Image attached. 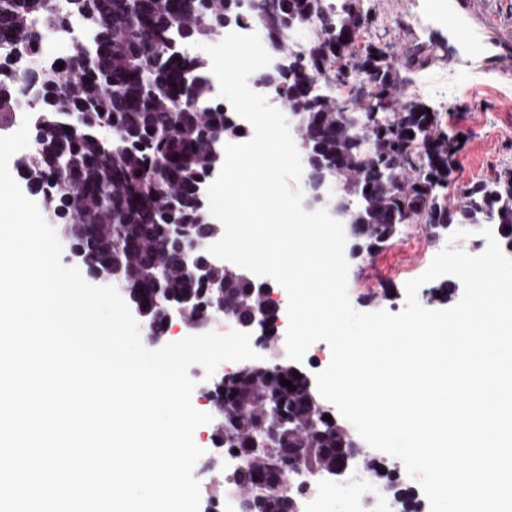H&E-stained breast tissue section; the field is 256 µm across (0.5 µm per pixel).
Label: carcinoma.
I'll list each match as a JSON object with an SVG mask.
<instances>
[{"label":"carcinoma","mask_w":512,"mask_h":512,"mask_svg":"<svg viewBox=\"0 0 512 512\" xmlns=\"http://www.w3.org/2000/svg\"><path fill=\"white\" fill-rule=\"evenodd\" d=\"M340 2L334 11L328 0H258L244 12L238 0H69L91 40L75 47L65 67H43L35 81L34 29L65 20L53 0H0V126L13 113L12 72H24L26 85L42 92L34 150L19 163L26 188L52 189L42 192L44 210L77 229L91 265L112 268L152 318L160 319L153 303L161 267L173 299L194 293L241 319L262 308L259 285L231 269L219 267L209 280L186 277L178 247L164 234L175 223L209 230L198 186L237 125L213 105L205 61L186 54L182 43L212 38L226 14L239 26L244 17L266 22L280 57L270 83L295 116L301 144L322 173L340 181L330 206L350 215L352 248L377 252L403 225L423 218L435 237L455 224H494L512 249V172L473 184L449 209L458 137L423 101L397 100L406 78L388 46L363 38L373 14L358 0ZM311 22L304 48H291L290 25ZM346 70L357 80L340 81ZM323 78L339 81L336 93L316 89ZM103 126L112 127V139L99 137ZM213 279L224 282V297L210 294ZM294 371L282 362L261 372L242 369L215 389L224 405L215 438L247 459L235 477L244 491L242 512H298L294 498L275 490L292 463L290 449L300 450L306 469L329 471L356 441L349 429L323 419L330 410ZM268 406L283 409L284 426H273Z\"/></svg>","instance_id":"1"}]
</instances>
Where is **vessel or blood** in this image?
Wrapping results in <instances>:
<instances>
[{
  "label": "vessel or blood",
  "mask_w": 512,
  "mask_h": 512,
  "mask_svg": "<svg viewBox=\"0 0 512 512\" xmlns=\"http://www.w3.org/2000/svg\"><path fill=\"white\" fill-rule=\"evenodd\" d=\"M412 7L410 69H425L441 57L461 77L512 73V28L488 26L477 0H414Z\"/></svg>",
  "instance_id": "1"
}]
</instances>
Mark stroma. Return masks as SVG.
<instances>
[{
	"mask_svg": "<svg viewBox=\"0 0 512 512\" xmlns=\"http://www.w3.org/2000/svg\"><path fill=\"white\" fill-rule=\"evenodd\" d=\"M409 3L410 0H370L375 14L370 35L373 40L389 44L397 54L402 51ZM399 96L420 98L436 111L447 113L449 127L462 136L451 171L456 187L512 169V76L478 74L462 78L438 62L409 74ZM420 259L418 251L397 240L350 264L347 286L352 306L361 312L385 311L393 305L404 307L405 282ZM384 287L391 290V300L379 299ZM212 431L213 426L208 423L194 432V441L203 450L194 476L204 491L224 470V458L211 438Z\"/></svg>",
	"mask_w": 512,
	"mask_h": 512,
	"instance_id": "35a3bbf8",
	"label": "stroma"
}]
</instances>
